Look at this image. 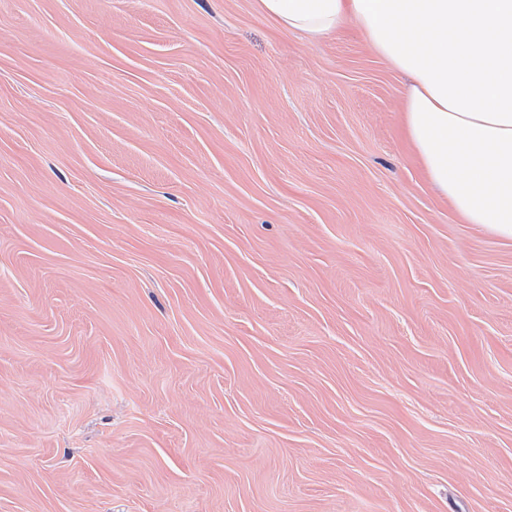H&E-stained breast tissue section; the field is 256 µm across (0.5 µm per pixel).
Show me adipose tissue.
<instances>
[{
  "instance_id": "ef3b65f1",
  "label": "adipose tissue",
  "mask_w": 512,
  "mask_h": 512,
  "mask_svg": "<svg viewBox=\"0 0 512 512\" xmlns=\"http://www.w3.org/2000/svg\"><path fill=\"white\" fill-rule=\"evenodd\" d=\"M310 38L353 22L406 79L402 119L466 223L512 240V0H256Z\"/></svg>"
}]
</instances>
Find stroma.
<instances>
[{
    "mask_svg": "<svg viewBox=\"0 0 512 512\" xmlns=\"http://www.w3.org/2000/svg\"><path fill=\"white\" fill-rule=\"evenodd\" d=\"M353 23L0 0V512H512V241Z\"/></svg>",
    "mask_w": 512,
    "mask_h": 512,
    "instance_id": "1",
    "label": "stroma"
}]
</instances>
